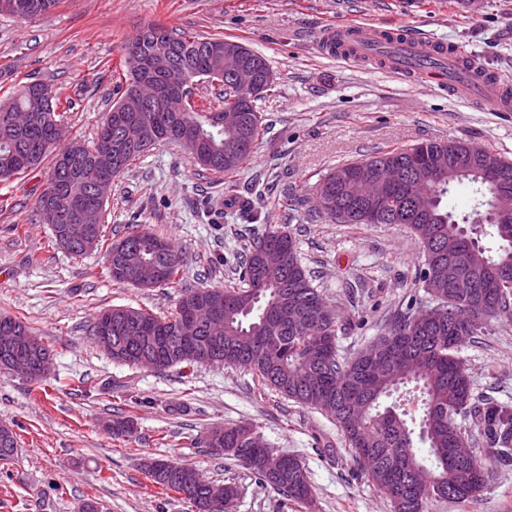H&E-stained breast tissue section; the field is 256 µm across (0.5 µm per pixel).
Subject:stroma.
Masks as SVG:
<instances>
[{"label":"stroma","mask_w":512,"mask_h":512,"mask_svg":"<svg viewBox=\"0 0 512 512\" xmlns=\"http://www.w3.org/2000/svg\"><path fill=\"white\" fill-rule=\"evenodd\" d=\"M337 21L408 26L512 81V0H60L33 20L0 15V95L30 80L54 84L73 100L66 129L82 142L94 140L116 98L109 68L119 67L125 40L150 23L242 43L266 58L276 87L259 104L262 134L234 178L200 172L174 144L156 146L116 178L105 205L107 241L120 242L130 224L168 239L182 258L174 287L119 286L103 250L74 257L52 249L50 227L34 209L49 166L0 182V316L26 323L53 354L42 384L0 371V423L18 438L14 458L0 461V512H78L91 497L103 512H191L146 477L148 456L236 483L233 512H391L335 422L256 372L120 365L89 333L94 315L112 306L163 315L184 290L232 280L249 241L265 230L240 205L256 187L267 190L276 224L295 238L314 286L342 320L340 356H357L405 310L431 307L413 285L423 257L407 230L312 220L295 200L313 194L332 168L423 141L475 142L512 160V112L473 108L372 60L322 54L319 34ZM230 182L235 203L226 199ZM458 355L475 395L512 406V315L488 320ZM121 412L135 416V437L108 431ZM241 423L305 465L309 503H284L238 461L202 444L209 427ZM427 512H512V459L493 460L470 503L432 502Z\"/></svg>","instance_id":"1"}]
</instances>
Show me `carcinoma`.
I'll use <instances>...</instances> for the list:
<instances>
[{
	"label": "carcinoma",
	"mask_w": 512,
	"mask_h": 512,
	"mask_svg": "<svg viewBox=\"0 0 512 512\" xmlns=\"http://www.w3.org/2000/svg\"><path fill=\"white\" fill-rule=\"evenodd\" d=\"M59 0H0V14L16 15L13 4L24 3L31 20L49 13ZM139 38H129L125 44L139 43L142 56L157 51L168 54L172 65L185 74L180 92L185 97L182 112L164 110V100L172 92L166 79L136 67L129 53L123 55V81L117 85L118 99L106 113L96 138L90 145L73 141L66 148L71 154L69 165H61L56 129L64 126L65 114L71 102L61 99L53 85L29 81L16 93L0 100V182H8L38 169L47 157L52 168L47 186L36 197L34 209L43 223H48L46 202L58 206L57 227L69 224L74 214L65 202L80 196L92 209L99 211L98 223L104 222L105 203L92 193L98 171L96 153L112 147L120 138L118 116L138 120L143 132L154 134L155 143H175L184 148L202 171L234 175L251 154L261 132L260 113H244L238 130H227L214 123L226 108L239 105V96L231 82L224 83V93L216 96L218 105L200 109L192 103L191 85L209 78L211 59L207 48L222 45L221 37H197L177 32L161 24H152L138 31ZM32 112L38 116L36 126L16 130L9 125L11 112ZM448 154V144L422 142L395 147L367 160L374 166L402 167L411 163L413 153ZM145 154L137 148H126L119 155L112 177L122 174L131 161ZM422 195L430 208V219L409 216L403 225L416 236L424 256L419 281L432 297L441 316L429 321L416 320V314L395 322L376 342L349 362L337 352L325 347L327 337H336L339 316L328 307L321 292L313 286L308 270L303 266L296 241L288 232L273 226L274 215H262L263 205L248 200L245 207L265 217L271 228L255 238L239 265L238 277L223 288H197L186 291L178 300L175 311L158 315L149 310L129 306L112 308V341L123 335L128 323L143 322V349L167 360L164 369L176 365H239L255 370L261 378L295 402L317 410L331 418L343 433L361 471L390 502L393 512H424L430 501L448 500L464 503L475 498L467 493L471 484L486 485L489 478L485 464L478 459L471 465L456 461L453 449L469 439L462 421L476 419L487 438L489 457L512 454V408L494 403L477 405L466 369L457 351L466 340L481 330L491 319L470 318V305L479 297L490 304L512 302V240L503 236L501 224H477L478 212L458 219L442 205L448 193V170L440 167L422 171ZM475 187L480 195L477 207H486L495 199L503 184L512 189V161L503 162L497 177L485 179L470 174L455 179ZM334 203H346L345 186L336 179L311 199L298 200L307 207L308 215L319 219H336V214L323 205V196ZM490 235L499 240L497 251L482 244ZM126 244L141 248L142 255L165 269L162 285L176 282L182 259L178 250L167 240L139 225L130 229L120 243L106 251L107 269L112 281L133 285V273L123 263L121 249ZM458 254L469 267L481 272L477 285L459 283L448 287V269L443 263L448 255ZM196 300L224 303V326L232 335L253 341L252 349L240 352L224 349L217 354L210 342L203 339L207 328L201 327V339L192 344L182 336L193 327L189 321L190 305ZM17 331L31 337L34 347L46 346L33 335L22 321L0 317V336ZM408 333L415 338L413 347L395 353L398 364L392 373L376 375L361 368L363 360L377 353L393 334ZM141 349V350H143ZM139 349L112 351V361L143 366ZM109 429L115 436L131 438L136 434V422L131 415H118ZM204 439L218 448L230 449V454L250 470L259 483L279 491L295 504L309 502L311 486L308 473L300 461L273 478L264 466L248 458L259 459L255 431L248 425L214 426ZM427 448L419 456L417 444ZM17 448L16 432L0 425V460H9ZM147 478L164 491L181 495L179 481L191 485L193 493L185 498L192 512H211L208 502L214 496H237L235 484L205 479L188 464L151 458L144 463Z\"/></svg>",
	"instance_id": "cac0c4a2"
}]
</instances>
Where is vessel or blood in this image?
Masks as SVG:
<instances>
[{"mask_svg":"<svg viewBox=\"0 0 512 512\" xmlns=\"http://www.w3.org/2000/svg\"><path fill=\"white\" fill-rule=\"evenodd\" d=\"M320 45L326 54L353 61L378 56L387 68L408 81L445 85L480 110L512 112V83L468 59L460 48L413 40L397 29L358 24L330 27Z\"/></svg>","mask_w":512,"mask_h":512,"instance_id":"vessel-or-blood-1","label":"vessel or blood"}]
</instances>
